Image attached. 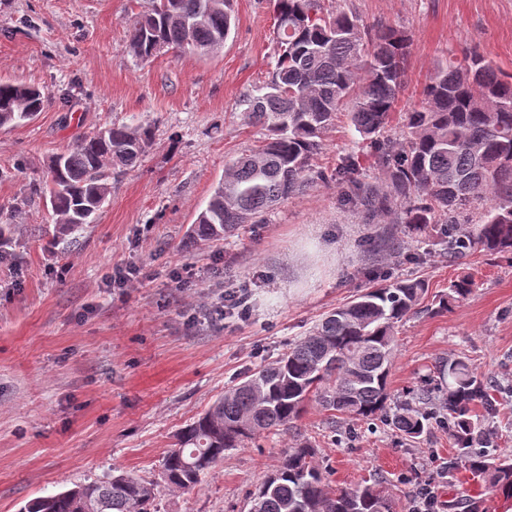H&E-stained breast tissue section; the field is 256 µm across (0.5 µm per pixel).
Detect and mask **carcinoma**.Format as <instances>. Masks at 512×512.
<instances>
[{
  "instance_id": "carcinoma-1",
  "label": "carcinoma",
  "mask_w": 512,
  "mask_h": 512,
  "mask_svg": "<svg viewBox=\"0 0 512 512\" xmlns=\"http://www.w3.org/2000/svg\"><path fill=\"white\" fill-rule=\"evenodd\" d=\"M274 67L258 94L247 99L249 123L261 127V144L226 168L193 224L192 236L222 237L252 224L281 200L316 181H336L343 201L360 206L372 223L421 228L445 217L448 256L473 249L512 254V75L476 52L437 66L421 105L404 113L401 142L386 135L402 88L410 38L394 27L375 28L352 13H325L321 0H276ZM234 26L232 0H154L138 17L129 52L148 60L161 51H210L224 45ZM48 95L30 85L0 83V127L30 120ZM347 107L358 134L357 150L373 175L359 178L355 155L336 172L313 168L323 133ZM152 142L148 126L102 128L53 156L48 164L50 205L57 233L70 236L90 223L108 193L109 171L137 164ZM490 200L481 224L468 235L471 207ZM373 249L399 252L392 232L371 238ZM474 280L450 282L430 313L465 299ZM428 283L383 279L327 315L277 361L260 366L224 392L175 435L159 480L132 475L78 484L27 502L21 512H150L158 489L191 490L201 476L241 448L273 431H288L316 401L330 419L344 414L381 419L414 442L436 423L448 427L457 446L454 464L488 479L493 491L512 498V459L475 447L479 420L496 408V382L485 381L461 358L441 362L438 393L390 404L388 381L395 356L396 325L421 310ZM308 442L286 452L275 472L250 496L249 512H393L378 484L336 488L315 463Z\"/></svg>"
}]
</instances>
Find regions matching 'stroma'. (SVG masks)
I'll return each instance as SVG.
<instances>
[{
    "mask_svg": "<svg viewBox=\"0 0 512 512\" xmlns=\"http://www.w3.org/2000/svg\"><path fill=\"white\" fill-rule=\"evenodd\" d=\"M368 25L405 31L412 45L396 113L411 111L436 63L475 51L512 74V0H323ZM152 0H0V81L48 95L37 116L0 127V512L120 473L157 478L176 433L244 373L274 363L288 342L370 285L371 270L426 280L429 298L472 275L471 295L399 324L389 392L405 401L436 384V368L466 356L479 374L512 378V261L479 250L450 259L437 224L395 225V257L372 255L378 232L335 184L316 182L218 240L187 230L224 165L261 138L243 99L274 64L275 0H235V26L213 53L127 50ZM151 126L147 153L111 176L110 192L75 245L57 238L49 159L96 128ZM356 137L347 112L322 136L316 167L334 171ZM137 271L127 288L115 271ZM246 295L248 313L232 307ZM311 441L333 485L380 481L409 512L434 480L442 512H512V499L449 468L446 429L420 442L391 426L329 425L316 403L288 432L268 434L205 473L193 490L160 489L156 512H248L249 497L284 453Z\"/></svg>",
    "mask_w": 512,
    "mask_h": 512,
    "instance_id": "35a3bbf8",
    "label": "stroma"
}]
</instances>
